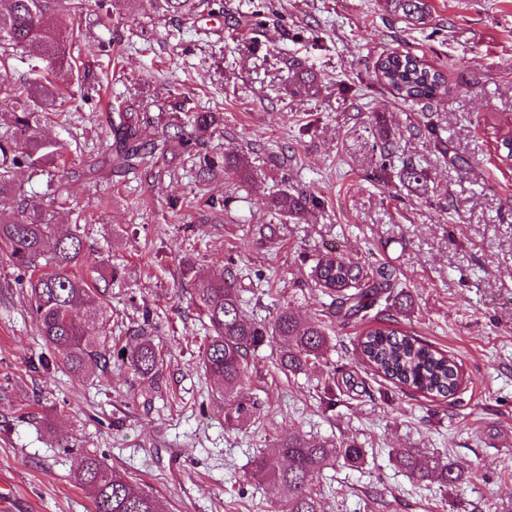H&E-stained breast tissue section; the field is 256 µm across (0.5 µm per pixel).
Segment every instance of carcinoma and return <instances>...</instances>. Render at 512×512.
<instances>
[{"mask_svg":"<svg viewBox=\"0 0 512 512\" xmlns=\"http://www.w3.org/2000/svg\"><path fill=\"white\" fill-rule=\"evenodd\" d=\"M57 0H0V71H6L18 50L43 63L32 80L11 82L5 89L3 106L11 122L0 129V199L20 194L14 174L19 168L37 172L54 167L63 157L64 144L46 137L40 130L42 119L77 109L78 102L89 99L95 84L77 80V89L59 82V71L71 58V50L86 41L83 19L87 0H69L66 13L49 23ZM213 0H155L158 12L177 18L186 28L195 26ZM390 11L409 25L425 23L426 0H387ZM375 74L381 86L402 102L428 106L448 94V78L423 56L397 52L379 56ZM184 114L182 124L162 141V155L176 157L187 150L194 135L213 133L220 126L217 112H197L183 99L174 104ZM372 148L379 150L383 164L397 157V143L390 130L378 124L372 133ZM495 150L503 163L512 160V132H495ZM148 151L141 138V119L130 106L118 109V121L112 122V155L108 162H93L88 172L98 174L104 165L114 169L135 167L146 162ZM248 160L239 154H224V173L247 176ZM399 179L409 191L427 192L425 170L410 159L401 160ZM312 199L286 191L272 199L270 207L280 214H295L307 208ZM55 223L48 210L30 204L18 210L0 209V252L12 266L30 272V302L37 316V330L47 349L59 354L69 370L77 375L92 364L103 367L110 356L99 341L86 333V324L100 318L95 303L101 291L91 281L72 273L83 257L84 243L79 230L54 233ZM45 260L50 270L39 268ZM185 278L194 279L195 304L209 322L212 335L201 351L202 368L221 385L224 418L242 425L257 414V404L245 392L250 356L264 346L275 344L280 368L300 373L319 362L329 347L326 318L331 311L345 320L377 323L357 341V350L365 366L395 385L412 388L425 397L453 399L461 386L457 363L444 353L404 330L384 327L410 311V294L401 287L392 266L381 263L370 271L351 259L325 252L318 256L309 278L314 287L330 298L326 310L312 321H303L288 307H281L272 321L248 319L242 312L238 277L232 272L219 278H197L195 267H182ZM140 342L121 356L123 363L139 377L154 382L161 354L143 329L136 330ZM365 451L354 442L327 443L297 433L279 440L271 450L258 453L252 461V477L277 493L276 512H323L313 491L314 480L326 468L341 461L357 467L364 462ZM396 465L419 480L436 477L444 485L462 480V474L434 457L409 448L394 454ZM72 479L90 498L93 512H163L161 501L152 493L139 492L127 476L94 455L81 454Z\"/></svg>","mask_w":512,"mask_h":512,"instance_id":"cac0c4a2","label":"carcinoma"}]
</instances>
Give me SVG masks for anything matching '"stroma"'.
Masks as SVG:
<instances>
[{"instance_id":"1","label":"stroma","mask_w":512,"mask_h":512,"mask_svg":"<svg viewBox=\"0 0 512 512\" xmlns=\"http://www.w3.org/2000/svg\"><path fill=\"white\" fill-rule=\"evenodd\" d=\"M197 30L149 0H89V41L69 80L101 89L46 135L74 140L68 191L20 169L25 199L48 208L59 229L76 223L85 241L77 273L104 277L108 367L73 374L48 351L29 306V272L0 256V512H92L71 478L90 452L159 496L166 512H272L251 476L258 451L299 432L352 440L365 462L324 470L313 484L324 512H501L512 504V169L494 154L492 132L512 117V0H428L426 24L394 16L386 0H222ZM397 50L426 57L448 77L427 110L382 87L377 58ZM314 78L296 92L291 74ZM197 110L220 112L211 138L180 161H158L98 178L112 136V103L144 106L149 138L174 123L170 92ZM383 116L403 157L428 175L409 192L395 169L360 140ZM435 127L421 136L422 121ZM244 154L250 176L208 181L200 157ZM313 205L285 217L267 207L281 192ZM336 251L396 269L413 305L398 328L458 362V398L429 399L374 376L356 351L365 323L329 319L331 349L298 376L282 374L268 345L250 360L247 389L258 412L224 422V399L201 367L208 322L191 302V261L204 276L234 268L245 314L271 321L287 304L314 317L325 300L305 280L318 254ZM147 333L164 361L155 384L119 352ZM436 455L459 468L455 486L418 480L395 466L393 449Z\"/></svg>"}]
</instances>
